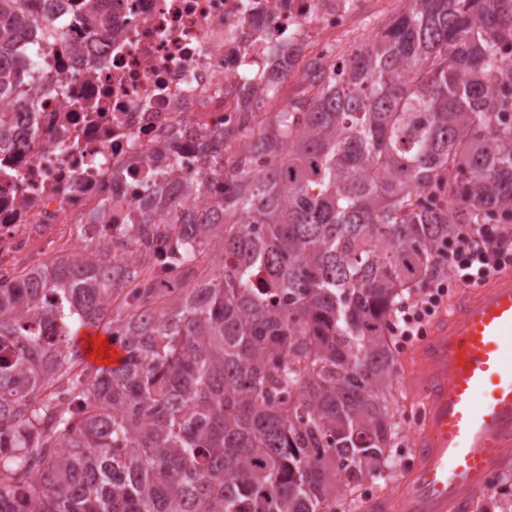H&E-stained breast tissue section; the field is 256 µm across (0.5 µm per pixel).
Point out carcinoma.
I'll return each mask as SVG.
<instances>
[{
  "mask_svg": "<svg viewBox=\"0 0 512 512\" xmlns=\"http://www.w3.org/2000/svg\"><path fill=\"white\" fill-rule=\"evenodd\" d=\"M34 2L0 0V86ZM404 2L184 198L153 176L107 241L0 273V512H336L381 473L397 299L512 215V0Z\"/></svg>",
  "mask_w": 512,
  "mask_h": 512,
  "instance_id": "cac0c4a2",
  "label": "carcinoma"
}]
</instances>
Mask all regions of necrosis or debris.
Segmentation results:
<instances>
[{"mask_svg": "<svg viewBox=\"0 0 512 512\" xmlns=\"http://www.w3.org/2000/svg\"><path fill=\"white\" fill-rule=\"evenodd\" d=\"M365 0H112V31L55 0L19 52L44 59L23 90L0 147V266L24 252L25 224L88 223L98 209L126 223L160 144L180 173L197 172L200 135L236 127L268 85L308 62L338 68L333 37Z\"/></svg>", "mask_w": 512, "mask_h": 512, "instance_id": "necrosis-or-debris-1", "label": "necrosis or debris"}]
</instances>
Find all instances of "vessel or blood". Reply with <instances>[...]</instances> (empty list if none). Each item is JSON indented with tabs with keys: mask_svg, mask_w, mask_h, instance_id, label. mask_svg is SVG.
<instances>
[{
	"mask_svg": "<svg viewBox=\"0 0 512 512\" xmlns=\"http://www.w3.org/2000/svg\"><path fill=\"white\" fill-rule=\"evenodd\" d=\"M405 379L422 402L416 458L396 497L369 512H469L512 452V271L452 298L415 347Z\"/></svg>",
	"mask_w": 512,
	"mask_h": 512,
	"instance_id": "b4317fda",
	"label": "vessel or blood"
}]
</instances>
